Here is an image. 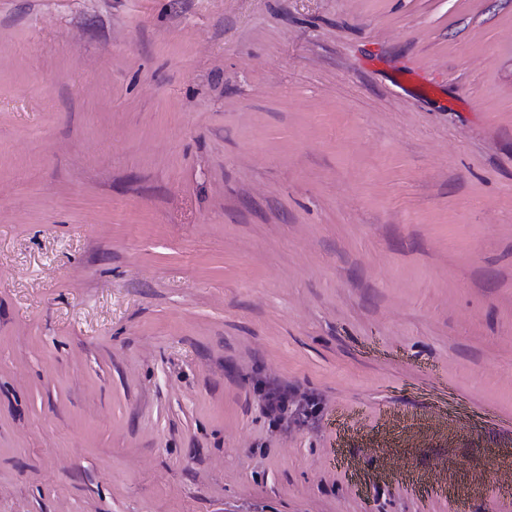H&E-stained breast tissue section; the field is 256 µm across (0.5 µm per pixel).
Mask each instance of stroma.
I'll use <instances>...</instances> for the list:
<instances>
[{"mask_svg": "<svg viewBox=\"0 0 512 512\" xmlns=\"http://www.w3.org/2000/svg\"><path fill=\"white\" fill-rule=\"evenodd\" d=\"M507 453L512 0H0V512H512Z\"/></svg>", "mask_w": 512, "mask_h": 512, "instance_id": "stroma-1", "label": "stroma"}]
</instances>
